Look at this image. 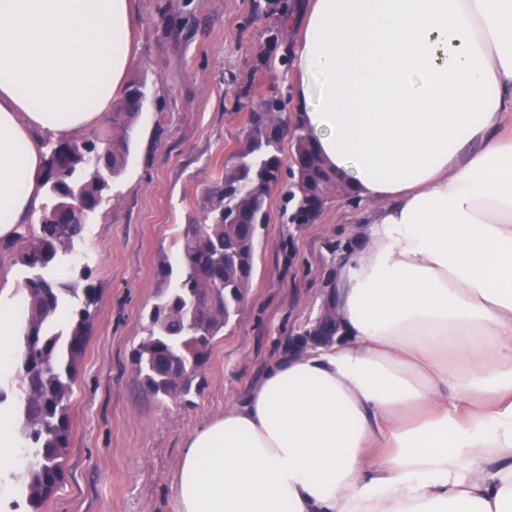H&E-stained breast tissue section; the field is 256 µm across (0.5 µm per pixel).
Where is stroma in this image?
<instances>
[{
  "instance_id": "obj_1",
  "label": "stroma",
  "mask_w": 512,
  "mask_h": 512,
  "mask_svg": "<svg viewBox=\"0 0 512 512\" xmlns=\"http://www.w3.org/2000/svg\"><path fill=\"white\" fill-rule=\"evenodd\" d=\"M276 0H135L134 61L124 82L146 83L130 153L62 274L89 264L101 290L70 397L65 478L40 512H173L172 481L186 437L240 402L270 364L298 351L323 315L336 261L360 249L357 203L328 204L291 224L282 189L268 199L247 298L212 347L192 404L140 388L131 353L154 303L171 287L179 239L224 178L247 121L244 85L291 94L281 63Z\"/></svg>"
}]
</instances>
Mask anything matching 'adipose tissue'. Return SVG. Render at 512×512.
I'll use <instances>...</instances> for the list:
<instances>
[{
  "label": "adipose tissue",
  "instance_id": "ef3b65f1",
  "mask_svg": "<svg viewBox=\"0 0 512 512\" xmlns=\"http://www.w3.org/2000/svg\"><path fill=\"white\" fill-rule=\"evenodd\" d=\"M133 0H0V243L104 117ZM297 120L368 207L330 343L185 440L174 512H512V0H307Z\"/></svg>",
  "mask_w": 512,
  "mask_h": 512
}]
</instances>
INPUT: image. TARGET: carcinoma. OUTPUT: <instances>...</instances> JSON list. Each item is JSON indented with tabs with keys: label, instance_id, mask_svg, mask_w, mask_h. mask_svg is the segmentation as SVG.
<instances>
[{
	"label": "carcinoma",
	"instance_id": "obj_1",
	"mask_svg": "<svg viewBox=\"0 0 512 512\" xmlns=\"http://www.w3.org/2000/svg\"><path fill=\"white\" fill-rule=\"evenodd\" d=\"M146 86L132 84L107 116L109 132L78 139H47L42 170L45 202L36 224L16 236V264L23 273L25 332L15 377L13 404L22 417V463L6 481L19 486L17 512H39L63 479L70 446L68 403L85 353L100 289L78 287L57 270L83 233L85 219L98 210L124 168ZM248 112L224 181L208 196L200 220L180 240L181 269L176 286L151 310L146 334L133 352L142 387L161 399L188 401L214 341L243 305L253 273L258 226L267 222L272 190H286L292 224L316 220L335 197H348L336 173L325 168L304 127H294L292 166L283 174L280 124L284 110L276 94L240 93ZM69 297L79 298L63 329L53 322Z\"/></svg>",
	"mask_w": 512,
	"mask_h": 512
}]
</instances>
